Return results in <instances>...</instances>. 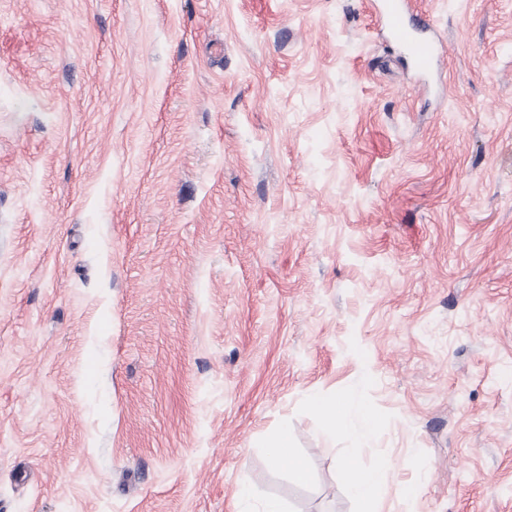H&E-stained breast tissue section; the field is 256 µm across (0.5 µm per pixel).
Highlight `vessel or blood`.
Wrapping results in <instances>:
<instances>
[{"label": "vessel or blood", "mask_w": 512, "mask_h": 512, "mask_svg": "<svg viewBox=\"0 0 512 512\" xmlns=\"http://www.w3.org/2000/svg\"><path fill=\"white\" fill-rule=\"evenodd\" d=\"M410 10L409 0H383V23L391 39L407 52L415 69L427 75L439 65V50L432 39L412 25Z\"/></svg>", "instance_id": "obj_1"}]
</instances>
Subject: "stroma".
Returning a JSON list of instances; mask_svg holds the SVG:
<instances>
[{
	"instance_id": "obj_1",
	"label": "stroma",
	"mask_w": 512,
	"mask_h": 512,
	"mask_svg": "<svg viewBox=\"0 0 512 512\" xmlns=\"http://www.w3.org/2000/svg\"><path fill=\"white\" fill-rule=\"evenodd\" d=\"M411 7L0 0V512H512V0ZM382 19L391 39L411 58L415 69L423 75L434 72L440 61L439 49L412 25L408 0L382 1ZM311 405L322 415L331 433L342 431L348 434L352 444H363L376 426L375 416L367 410H359L356 419L349 405L340 397L314 394ZM268 448L273 463L279 464L284 458H288V468L295 482L305 484L309 481L310 474L295 453L293 437L288 429H283L274 436ZM344 469L348 490L359 506L358 512H377L375 503L388 470L387 460L365 466L355 457H347Z\"/></svg>"
}]
</instances>
